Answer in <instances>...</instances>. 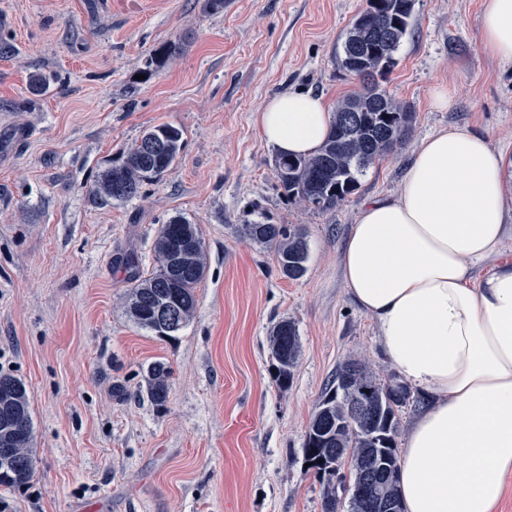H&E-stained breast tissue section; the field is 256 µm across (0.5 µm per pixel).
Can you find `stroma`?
I'll list each match as a JSON object with an SVG mask.
<instances>
[{
  "mask_svg": "<svg viewBox=\"0 0 512 512\" xmlns=\"http://www.w3.org/2000/svg\"><path fill=\"white\" fill-rule=\"evenodd\" d=\"M487 2L415 0L379 80L411 126L318 211L278 194L256 114L279 93L334 104L358 88L336 51L366 0H0V373L25 382L35 435L34 475L0 486V512H322L302 448L326 384L351 356L394 374L339 262L361 206L397 194L445 128L482 130L512 161V61L481 48ZM36 72L51 77L37 98ZM439 91L447 108L432 105ZM166 122L184 131L178 165L140 197L96 202L98 175ZM176 215L199 225L208 265L193 320L162 339L127 317L116 262L133 252L150 273ZM266 219L305 232L302 278L237 230ZM282 320L300 343L285 390L269 344ZM156 361L172 370L161 406L146 394Z\"/></svg>",
  "mask_w": 512,
  "mask_h": 512,
  "instance_id": "35a3bbf8",
  "label": "stroma"
}]
</instances>
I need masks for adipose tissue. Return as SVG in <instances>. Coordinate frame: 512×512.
I'll return each instance as SVG.
<instances>
[{"mask_svg":"<svg viewBox=\"0 0 512 512\" xmlns=\"http://www.w3.org/2000/svg\"><path fill=\"white\" fill-rule=\"evenodd\" d=\"M480 45L512 60V0H488ZM332 118L323 97L288 91L256 121L265 144L295 156L322 145ZM504 168L480 131L433 133L399 193L366 202L341 248L353 301L425 403L403 443V512H496L512 474V263L474 275L512 235Z\"/></svg>","mask_w":512,"mask_h":512,"instance_id":"ef3b65f1","label":"adipose tissue"}]
</instances>
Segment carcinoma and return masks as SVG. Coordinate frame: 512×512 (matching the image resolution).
<instances>
[{"label": "carcinoma", "mask_w": 512, "mask_h": 512, "mask_svg": "<svg viewBox=\"0 0 512 512\" xmlns=\"http://www.w3.org/2000/svg\"><path fill=\"white\" fill-rule=\"evenodd\" d=\"M414 0H385L381 6L368 3L347 29L337 64L358 80L361 88L337 102L333 125L323 145L304 157L277 156L274 171L280 194L290 201L307 203L326 211L340 205L360 185L370 166L391 152L402 138L411 117L408 108L379 88L377 77L393 64L394 53L410 33ZM183 129L162 123L146 129L129 147L123 161L98 176L93 197L102 204L137 198L144 186L171 171L183 150ZM254 244L274 252L281 273L297 280L305 275L309 248L302 229L290 224L240 225ZM157 264L141 274L135 258L122 264L132 287L126 313L138 327L164 337L175 333L155 320L154 306L162 299H178V329L193 319L196 289L202 281L207 254L200 227L182 216L162 224L155 240ZM278 384L286 388L293 378L299 351L294 324L278 322L270 334ZM170 369L162 361L147 370V394L157 405L165 403ZM0 383L13 387L0 392V486L20 488L33 476L34 427L25 383L10 374H0ZM410 398L408 387L382 379L363 359L349 357L318 404L306 433L303 448L307 470L323 479V512H338L336 486L330 483V464L340 449V466L348 467L347 512H382L378 501L403 512L398 493L400 451L397 439L401 422L399 408Z\"/></svg>", "instance_id": "obj_1"}]
</instances>
